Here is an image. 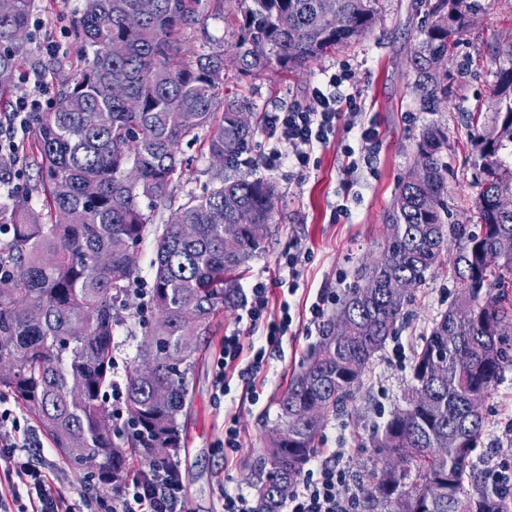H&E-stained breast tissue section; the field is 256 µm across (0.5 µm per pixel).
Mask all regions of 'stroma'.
Listing matches in <instances>:
<instances>
[{
	"label": "stroma",
	"mask_w": 512,
	"mask_h": 512,
	"mask_svg": "<svg viewBox=\"0 0 512 512\" xmlns=\"http://www.w3.org/2000/svg\"><path fill=\"white\" fill-rule=\"evenodd\" d=\"M483 9L477 22L461 37L459 46L443 68L448 72V105L436 112L424 111L416 88L417 76L410 55L421 39L425 9L420 0H374L376 21L371 30L351 46L328 52L296 71L271 69L256 77L239 76L234 51L224 55L225 94L245 100L259 117L293 105L314 107L312 87L320 85L324 71L350 70L354 84L362 93V110L354 122L374 125L379 131V150L371 167L352 171L343 153L344 147L358 148L355 133L339 125L334 142L316 149L315 168L301 178L289 177L287 169L268 171L260 159L272 140L268 127L255 137L247 164L240 174L271 181L277 191L275 232L264 252L250 264L238 282L240 300L250 298L256 280L266 282L271 291L269 308L278 314L282 291L275 282L276 268L290 250H306L300 288L291 297L293 323L283 338L279 352L272 354L260 377L259 400L248 399L240 384H233L229 396L218 397L214 386V362L224 338L238 328L237 309H224L211 319L205 333L196 342L189 374L192 402L180 420L182 450L178 463L184 480L185 512H218L220 490L228 488L253 495L256 465L263 457L269 431L277 421V400L294 373L321 338L320 326L311 324L309 306L318 292L334 297L327 308L335 313L358 273L381 252L385 241L388 213L402 178L411 167L422 131L432 126L448 133V149L443 161L448 167V204L456 219L472 216L477 198L478 170L475 161L477 132L469 115H491L496 107L495 73L512 65L502 49L512 42V0H481ZM83 0H34L33 16L43 22L34 29L33 59H40L38 42L54 38L62 52L50 63L49 87L71 78L81 66V56L70 34V20ZM209 131H200L194 144L181 145L182 158L189 160L187 174L176 182V202L188 194H202L209 177ZM345 203L348 213L335 217L337 203ZM455 287L447 264H440L421 286L411 293L407 307L408 323L390 338L376 355L363 380L353 406L347 413L329 416L316 440L320 448H346L347 464L355 479H362L378 460L369 446L374 428L405 405L411 383V352L428 334L433 320L444 312L454 298ZM155 311L150 299L127 296L120 312L121 322L114 332L115 367L113 378L124 383L137 348ZM238 415L243 448L232 463H225L224 451L217 443L224 437V412ZM485 432L473 457L472 482L484 484L488 470L512 471V367L482 403ZM45 464L52 470L54 485L65 495L85 493L111 500L108 491L96 489L82 473L67 466L52 443L44 445Z\"/></svg>",
	"instance_id": "35a3bbf8"
}]
</instances>
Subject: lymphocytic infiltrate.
<instances>
[{
  "mask_svg": "<svg viewBox=\"0 0 512 512\" xmlns=\"http://www.w3.org/2000/svg\"><path fill=\"white\" fill-rule=\"evenodd\" d=\"M21 83L10 112L0 117V158L15 157L18 138L29 133L33 113L49 105L48 88L39 72L24 74ZM311 94L316 109L291 108L267 116L277 145L264 158V167H284L289 175L303 176L314 150L330 144L340 121L360 110L362 95L346 72L327 75ZM290 310L288 299L281 301L279 319H271L266 285H253L250 300L237 317L246 331L225 337L216 361L221 394L230 393L235 379L243 392L256 393L258 371L280 347L293 322ZM35 445L33 427L0 397V512H180L182 508L183 481L177 465L153 468L145 478L126 483L111 503L87 497L76 503L55 492L50 469L22 457V450ZM345 455L342 448L315 449L284 512H358L361 493L343 462Z\"/></svg>",
  "mask_w": 512,
  "mask_h": 512,
  "instance_id": "lymphocytic-infiltrate-1",
  "label": "lymphocytic infiltrate"
}]
</instances>
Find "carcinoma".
I'll list each match as a JSON object with an SVG mask.
<instances>
[{"instance_id": "cac0c4a2", "label": "carcinoma", "mask_w": 512, "mask_h": 512, "mask_svg": "<svg viewBox=\"0 0 512 512\" xmlns=\"http://www.w3.org/2000/svg\"><path fill=\"white\" fill-rule=\"evenodd\" d=\"M142 0H85L70 22L83 67L60 87L55 106L32 116L33 152L44 205L36 209L15 187L16 161H0V395L9 394L35 420L66 464L97 484L118 490L138 469L176 461L179 418L189 402L182 353L215 312L234 305L236 281L264 249L274 221L276 188L263 179L211 173V185L155 227L151 304L156 315L138 346L125 383L126 421L114 423L104 399L112 386V332L127 286L138 276L129 253L149 223L143 202L171 200L183 174L179 143L210 128V155L224 166L246 161L259 128L244 124L249 107L224 93V44L190 54L187 42L204 23V0H153L137 25L127 24ZM427 24L411 56L422 108L448 102V73L435 65L469 29L480 0H421ZM232 32L238 74L273 67L300 69L326 51L359 40L373 26V0H235ZM33 0H0V101L9 105L31 37ZM121 43L125 52L112 54ZM121 80L135 112L112 95ZM498 100L491 124L477 136L483 179L475 203L476 229L452 220L448 135L425 130L413 166L399 185L379 257L323 325L319 345L278 398V421L262 458L255 512H282L311 456L327 417L345 411L375 355L408 317L409 297L395 298L390 282L424 283L449 247L457 288L413 355L404 408L373 434L382 466L360 485L384 512H512L495 487L469 489L471 455L485 430L469 397L486 396L512 367V255L494 270L481 253L512 241V213L499 212L496 193L512 194V67L496 72ZM193 224L192 237L180 225ZM468 307L474 319L455 320ZM348 334L333 335L337 319ZM405 468L395 476L392 455Z\"/></svg>"}]
</instances>
